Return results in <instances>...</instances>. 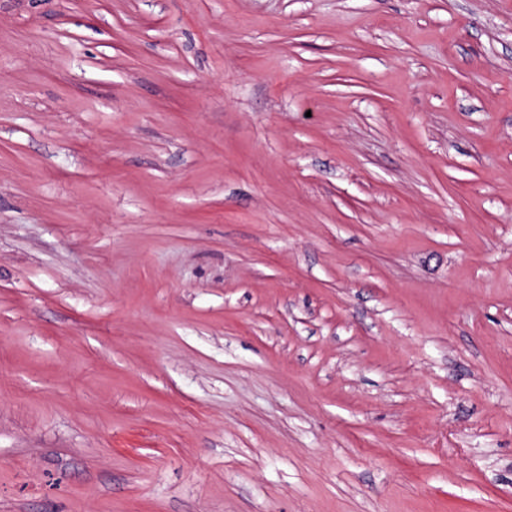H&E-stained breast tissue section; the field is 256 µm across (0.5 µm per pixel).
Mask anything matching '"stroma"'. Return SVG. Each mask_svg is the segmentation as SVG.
<instances>
[{
    "mask_svg": "<svg viewBox=\"0 0 512 512\" xmlns=\"http://www.w3.org/2000/svg\"><path fill=\"white\" fill-rule=\"evenodd\" d=\"M0 512H512V0H0Z\"/></svg>",
    "mask_w": 512,
    "mask_h": 512,
    "instance_id": "35a3bbf8",
    "label": "stroma"
}]
</instances>
